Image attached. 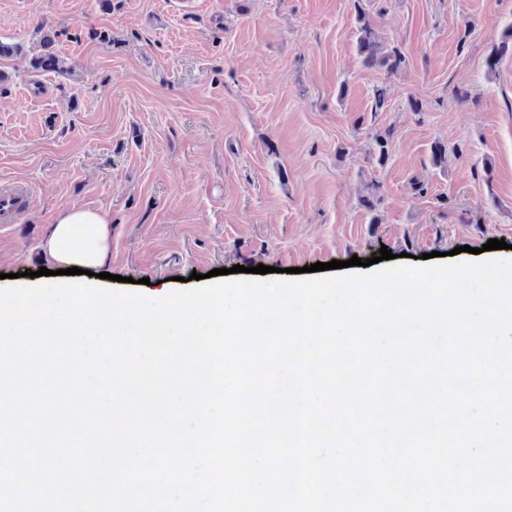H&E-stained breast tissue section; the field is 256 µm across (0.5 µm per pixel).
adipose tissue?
Wrapping results in <instances>:
<instances>
[{
	"mask_svg": "<svg viewBox=\"0 0 512 512\" xmlns=\"http://www.w3.org/2000/svg\"><path fill=\"white\" fill-rule=\"evenodd\" d=\"M112 241L108 213L88 209L60 212L42 243L47 262L59 269L93 271L107 265Z\"/></svg>",
	"mask_w": 512,
	"mask_h": 512,
	"instance_id": "1",
	"label": "adipose tissue"
}]
</instances>
